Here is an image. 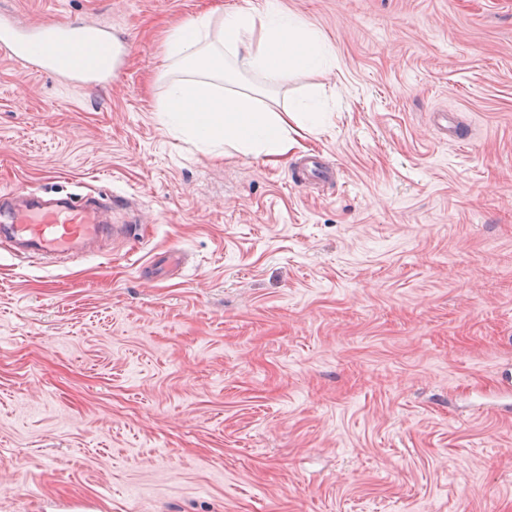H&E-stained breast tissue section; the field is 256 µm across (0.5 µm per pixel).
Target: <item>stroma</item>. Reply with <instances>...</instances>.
Wrapping results in <instances>:
<instances>
[{"instance_id":"35a3bbf8","label":"stroma","mask_w":512,"mask_h":512,"mask_svg":"<svg viewBox=\"0 0 512 512\" xmlns=\"http://www.w3.org/2000/svg\"><path fill=\"white\" fill-rule=\"evenodd\" d=\"M262 2L0 0L127 49L94 83L0 57V194L132 227L0 249V512H512V0H279L332 62L275 165L157 113L169 29Z\"/></svg>"}]
</instances>
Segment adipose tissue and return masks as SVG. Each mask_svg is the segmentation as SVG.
Returning <instances> with one entry per match:
<instances>
[{
	"label": "adipose tissue",
	"instance_id": "1",
	"mask_svg": "<svg viewBox=\"0 0 512 512\" xmlns=\"http://www.w3.org/2000/svg\"><path fill=\"white\" fill-rule=\"evenodd\" d=\"M167 56L187 76L169 83L160 120L203 145L277 161L299 148L301 132L319 119L316 92L285 104L270 98L291 75L321 73L328 62L318 30L278 0L176 26Z\"/></svg>",
	"mask_w": 512,
	"mask_h": 512
}]
</instances>
